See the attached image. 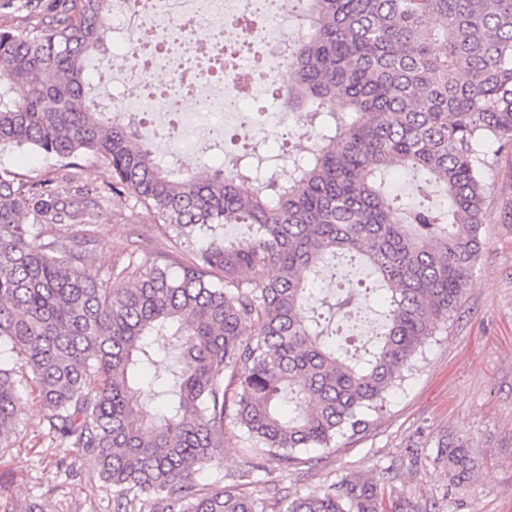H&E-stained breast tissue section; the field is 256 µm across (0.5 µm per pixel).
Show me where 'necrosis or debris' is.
<instances>
[{
    "instance_id": "necrosis-or-debris-1",
    "label": "necrosis or debris",
    "mask_w": 512,
    "mask_h": 512,
    "mask_svg": "<svg viewBox=\"0 0 512 512\" xmlns=\"http://www.w3.org/2000/svg\"><path fill=\"white\" fill-rule=\"evenodd\" d=\"M296 16L297 0H114L113 41L133 42L143 58L114 75L132 87L121 114H147L160 135L176 131L206 153L222 150L220 128L243 129L257 142L287 128L285 113L249 112L242 103L282 86L285 31ZM157 68L171 83L150 80Z\"/></svg>"
}]
</instances>
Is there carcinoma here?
I'll return each mask as SVG.
<instances>
[{
	"label": "carcinoma",
	"mask_w": 512,
	"mask_h": 512,
	"mask_svg": "<svg viewBox=\"0 0 512 512\" xmlns=\"http://www.w3.org/2000/svg\"><path fill=\"white\" fill-rule=\"evenodd\" d=\"M112 3L21 0L36 23L0 29V145L101 161L112 196L154 210L176 238L229 222L255 234L213 238L175 275L167 257L133 250L112 271L126 285L109 288L85 274L86 238L40 230L89 223L71 188L0 171V340L31 373L48 436L116 488L117 512H411L358 473L272 502L197 476L227 424L256 448L241 485L266 456L286 472L297 449L364 430L457 308L488 218L485 172L512 153V0H307L283 107L310 128V157L285 182L247 163L180 176L113 118L87 69ZM395 168L438 184L448 209L403 206ZM341 258L375 280L346 290L332 329L312 282ZM22 398L0 368V444ZM440 460L453 485L476 468L461 443Z\"/></svg>",
	"instance_id": "obj_1"
}]
</instances>
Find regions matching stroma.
Listing matches in <instances>:
<instances>
[{"label": "stroma", "mask_w": 512, "mask_h": 512, "mask_svg": "<svg viewBox=\"0 0 512 512\" xmlns=\"http://www.w3.org/2000/svg\"><path fill=\"white\" fill-rule=\"evenodd\" d=\"M167 163L182 174L206 175L225 155L204 154L179 140L164 141ZM26 178L104 186L94 160L68 168L55 158L0 146V170ZM67 234L91 240L87 274L112 284L113 265L137 251L145 260L167 256L171 265L205 248L207 237L175 243L166 224L134 199L106 200L92 223L67 226ZM461 302L429 336L382 411L367 412L365 431L337 436L331 447L299 450L287 481L304 495L357 471L385 483L393 495L411 498L418 512H512V223L491 219ZM48 409L27 391L15 435L0 445V492L13 503L38 502L47 512H114L115 490L100 481L76 449L46 436ZM466 440L478 467L460 486L450 485L437 459L441 439ZM252 460L240 427L224 429V448L197 477L232 486Z\"/></svg>", "instance_id": "35a3bbf8"}]
</instances>
